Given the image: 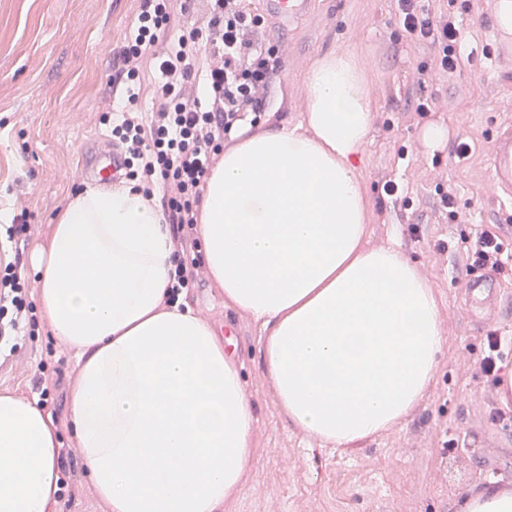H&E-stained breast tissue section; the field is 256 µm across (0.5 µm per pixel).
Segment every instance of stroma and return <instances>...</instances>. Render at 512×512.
<instances>
[{
	"label": "stroma",
	"instance_id": "1",
	"mask_svg": "<svg viewBox=\"0 0 512 512\" xmlns=\"http://www.w3.org/2000/svg\"><path fill=\"white\" fill-rule=\"evenodd\" d=\"M315 2L294 23L267 18L268 38L281 45L278 96L269 106L277 117L241 130L303 127L313 63L332 53L355 57L373 109L357 163L368 203L364 245L395 246L416 265L437 295L445 342L434 379L403 421L334 448L282 412L252 318L228 305L212 279L190 289L185 303L197 316L216 332L237 331L233 358L258 418L245 485L219 512H462L465 500L485 488L512 492V420L489 418L484 392L492 381L477 363L486 328L512 338V294L504 293L499 314L482 327L470 319L457 288L466 277L459 254L481 230L495 227L512 249V221L491 181V133L512 123V114L499 108L506 94L499 66L475 58L417 87L413 73L426 56L405 36L390 0ZM137 12V0H0V216L13 218L20 206L30 214L23 254L29 280L37 278L35 252L51 225L71 197L95 183L84 158L111 142V124L98 120L100 96ZM421 96L436 106L424 119L411 111ZM433 125L445 126L448 138L432 147L423 133ZM459 137L472 147L463 160L453 153ZM389 179L403 186L407 201L384 194ZM450 185L466 223H449L439 206V188ZM38 329L36 337L22 330L0 344V393L32 400L49 389L61 406L60 445L73 447L67 406L76 361L51 337L46 319ZM59 472L74 497L58 512H110L83 461L60 465Z\"/></svg>",
	"mask_w": 512,
	"mask_h": 512
}]
</instances>
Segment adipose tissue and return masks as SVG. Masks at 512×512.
Returning a JSON list of instances; mask_svg holds the SVG:
<instances>
[{
    "instance_id": "obj_1",
    "label": "adipose tissue",
    "mask_w": 512,
    "mask_h": 512,
    "mask_svg": "<svg viewBox=\"0 0 512 512\" xmlns=\"http://www.w3.org/2000/svg\"><path fill=\"white\" fill-rule=\"evenodd\" d=\"M304 134L250 135L202 186L199 235L226 301L260 322L290 422L343 446L398 424L437 370L427 280L392 246L367 249L355 163L372 105L354 56L317 60ZM173 252L133 186L70 198L37 254L39 307L79 368L70 421L111 512H218L242 490L255 405L213 326L166 304ZM56 426L0 394V512H57Z\"/></svg>"
}]
</instances>
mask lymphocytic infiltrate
Returning <instances> with one entry per match:
<instances>
[{
  "instance_id": "obj_1",
  "label": "lymphocytic infiltrate",
  "mask_w": 512,
  "mask_h": 512,
  "mask_svg": "<svg viewBox=\"0 0 512 512\" xmlns=\"http://www.w3.org/2000/svg\"><path fill=\"white\" fill-rule=\"evenodd\" d=\"M206 25L171 33L173 0H140L135 23L125 37L101 98L103 112L123 102L112 127L113 143L126 154L128 180L139 182L145 198L161 187V206L170 226L176 266L168 303L203 279L205 267L195 250L200 186L232 133L245 117L269 120L271 93L281 46L264 36L262 16L244 0H209ZM404 32L429 58L414 75L425 86L433 71L451 73L463 55L490 58L489 47L467 45L451 9H421L418 0H392ZM155 70L153 93L159 103L144 120L135 91L144 61ZM204 74L206 96H198L197 74ZM508 258L501 237L481 231L463 253L464 267L503 270ZM31 285L20 259L0 265V337L26 327L32 309Z\"/></svg>"
}]
</instances>
